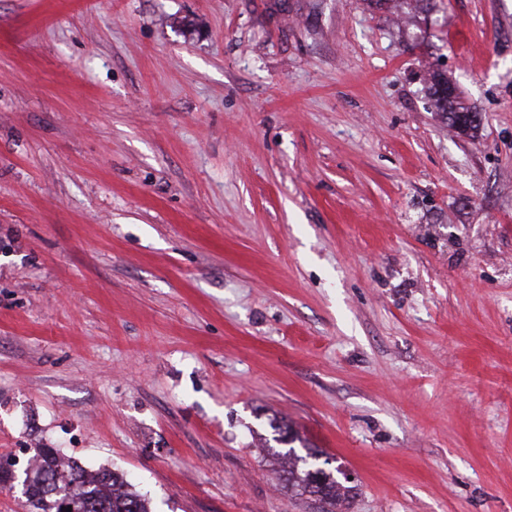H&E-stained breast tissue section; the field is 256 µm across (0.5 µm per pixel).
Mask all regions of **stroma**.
I'll return each mask as SVG.
<instances>
[{"label":"stroma","mask_w":512,"mask_h":512,"mask_svg":"<svg viewBox=\"0 0 512 512\" xmlns=\"http://www.w3.org/2000/svg\"><path fill=\"white\" fill-rule=\"evenodd\" d=\"M40 448L154 512H319L309 448L336 512H512V0H0V456ZM448 84L451 85L446 79L434 78L432 88L434 95L437 97V101L448 112L450 126L455 127L464 134L475 130L478 127V122L474 123L473 120L464 121L467 114L475 112H472L468 107L462 104L457 93L452 99L448 98ZM475 116H477V114ZM321 455L318 451H310L305 457H289L288 471L284 481L288 486V492H296L309 498H314L329 508H323L322 512H333L336 499L339 496L340 483L331 470L320 467L318 463H311L308 459H318ZM301 463V465H299Z\"/></svg>","instance_id":"1"}]
</instances>
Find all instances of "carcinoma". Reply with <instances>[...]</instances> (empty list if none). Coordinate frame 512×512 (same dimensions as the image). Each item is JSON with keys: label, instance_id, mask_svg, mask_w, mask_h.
I'll list each match as a JSON object with an SVG mask.
<instances>
[{"label": "carcinoma", "instance_id": "carcinoma-1", "mask_svg": "<svg viewBox=\"0 0 512 512\" xmlns=\"http://www.w3.org/2000/svg\"><path fill=\"white\" fill-rule=\"evenodd\" d=\"M433 90L448 112L450 126L464 134L478 127L474 121L465 120L471 110L459 97H448V80L434 79ZM37 457L35 472L42 475V480H31L25 490L37 512H56L51 505L66 500L73 512H151L149 502L131 491L120 473L105 469L89 475L75 460L62 462L54 448L38 449ZM318 457L319 452L310 451L304 457L289 459L284 481L288 490L325 504L322 512H333L340 483L332 471L316 463Z\"/></svg>", "mask_w": 512, "mask_h": 512}]
</instances>
